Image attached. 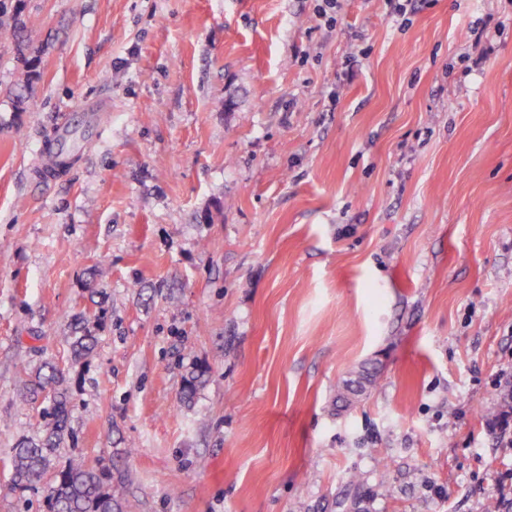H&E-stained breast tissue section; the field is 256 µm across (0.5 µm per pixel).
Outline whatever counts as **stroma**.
<instances>
[{
  "mask_svg": "<svg viewBox=\"0 0 512 512\" xmlns=\"http://www.w3.org/2000/svg\"><path fill=\"white\" fill-rule=\"evenodd\" d=\"M326 8L26 0L45 47L27 111L0 43V512H47L74 456L123 512H484L512 493L494 429L512 0ZM84 107L102 136L32 176ZM86 311L71 435L13 489L9 451L42 423L26 384Z\"/></svg>",
  "mask_w": 512,
  "mask_h": 512,
  "instance_id": "35a3bbf8",
  "label": "stroma"
}]
</instances>
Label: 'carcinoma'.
<instances>
[{
    "label": "carcinoma",
    "instance_id": "cac0c4a2",
    "mask_svg": "<svg viewBox=\"0 0 512 512\" xmlns=\"http://www.w3.org/2000/svg\"><path fill=\"white\" fill-rule=\"evenodd\" d=\"M24 0L11 6L0 0V39L12 41L23 72L9 98L14 111H26L41 73L44 48L30 47L23 18ZM90 317L79 315L71 324L68 345L73 360L87 359L93 353L97 337L89 327ZM63 372L54 362L43 363L34 374L33 390L44 394L42 435L19 440L10 449L11 483L16 489H26L41 480L49 469L51 456L69 435L68 421L73 404L67 391L61 388ZM48 512H122L120 499L112 494V480L102 472L71 460L55 474L54 483L46 495Z\"/></svg>",
    "mask_w": 512,
    "mask_h": 512
}]
</instances>
